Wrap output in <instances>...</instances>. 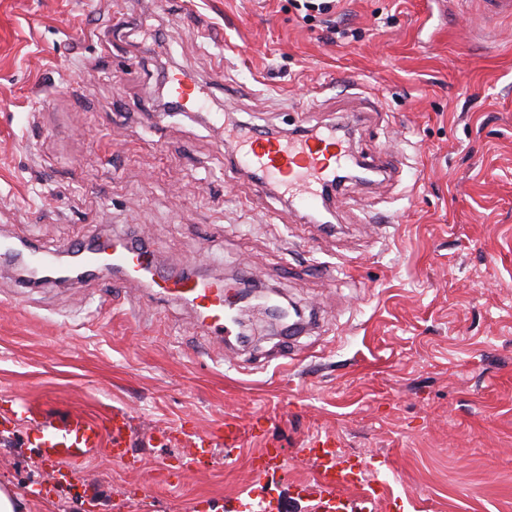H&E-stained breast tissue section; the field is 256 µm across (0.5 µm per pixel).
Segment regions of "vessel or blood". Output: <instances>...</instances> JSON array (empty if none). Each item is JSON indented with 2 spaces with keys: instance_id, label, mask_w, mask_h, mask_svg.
<instances>
[{
  "instance_id": "1",
  "label": "vessel or blood",
  "mask_w": 512,
  "mask_h": 512,
  "mask_svg": "<svg viewBox=\"0 0 512 512\" xmlns=\"http://www.w3.org/2000/svg\"><path fill=\"white\" fill-rule=\"evenodd\" d=\"M222 79L219 71L215 72L212 82L206 83L179 70L166 74L165 83L170 98L182 111L195 112L208 100L213 82ZM236 138L237 164L251 174L256 191L282 190L288 194L291 204L310 214L321 211L324 186L334 180L350 160L343 140L333 130L298 138H278L246 127L237 132ZM103 271L118 274L127 283L149 278L158 300L179 299L189 303L209 333L227 340L238 334V325L232 317L234 292L229 283L205 282L187 275H161L148 249L124 240L113 248ZM16 419L35 433L42 449V462L56 469L67 482L78 481L79 463L94 455L103 439H110V454L114 460H124L127 455L122 441L129 421L119 410L98 420L79 413L70 415L53 435L47 434L42 413L35 405H26ZM310 447L316 466L307 487L319 493L323 512H344L343 492L348 488L361 489L360 500L365 505L377 497L379 483L364 484L362 468L349 464L334 441L316 438ZM250 466L258 476L284 468L283 451L259 449L251 456Z\"/></svg>"
}]
</instances>
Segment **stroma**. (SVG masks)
<instances>
[{"label":"stroma","mask_w":512,"mask_h":512,"mask_svg":"<svg viewBox=\"0 0 512 512\" xmlns=\"http://www.w3.org/2000/svg\"><path fill=\"white\" fill-rule=\"evenodd\" d=\"M0 0V238L65 250L129 234L170 270L239 280L301 310L304 332L252 316L249 342L116 275L34 286L0 262V485L28 512H319L298 495L307 443L384 462L373 512H512V18L476 0H340L329 43L295 0ZM155 18L167 68L224 73L204 117L161 116V69L125 23ZM268 132L350 123L352 153L399 164L344 181L329 223L256 192L227 122ZM96 419L107 448L62 485L16 400ZM247 434L183 472V424ZM283 449L256 479L250 457ZM164 470L165 493L147 486ZM48 488L27 495L32 480Z\"/></svg>","instance_id":"stroma-1"}]
</instances>
